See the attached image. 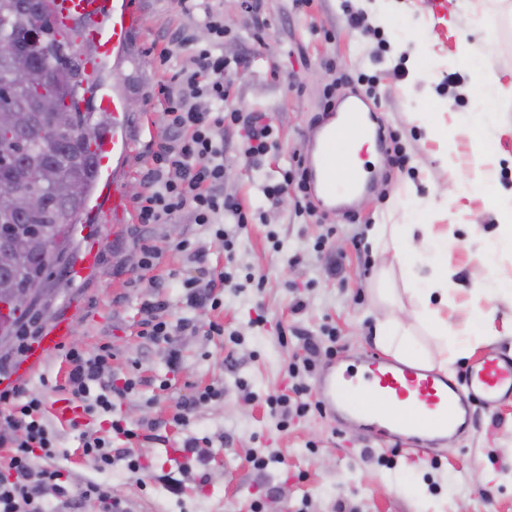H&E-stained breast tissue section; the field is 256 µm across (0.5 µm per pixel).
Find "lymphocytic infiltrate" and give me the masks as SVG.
Listing matches in <instances>:
<instances>
[{
    "label": "lymphocytic infiltrate",
    "instance_id": "obj_1",
    "mask_svg": "<svg viewBox=\"0 0 512 512\" xmlns=\"http://www.w3.org/2000/svg\"><path fill=\"white\" fill-rule=\"evenodd\" d=\"M182 9L195 23L204 27L209 39L199 43L179 35L180 45L190 47L188 64L172 73L164 98V113L170 139L153 158L154 165L145 175L149 191L139 203L138 218L143 224H166L188 212L195 223L213 227L216 237H226L225 218L245 225L248 213L241 202L224 192V129L239 125L245 130L244 153L257 160L272 146L273 127L257 113L245 114L228 109L232 82L224 58V14L211 0H180ZM70 365L61 390L73 411L70 425L82 428L86 419L102 412L110 415L109 432L83 436V453L98 468L126 461L131 470H139L141 459L131 449L113 450L112 438L119 435L131 442L137 434L127 429L123 418L114 416L117 401L135 387L133 381L117 386L106 383L110 367L109 352L89 353L76 348L66 353ZM312 361L290 364L297 377L291 394L270 402L283 418L304 416L311 408L307 397L309 384L301 382V371L311 370ZM0 446L8 456L0 465V512H48L47 494H54L72 512L83 501H96L100 512H119L121 501L110 487L90 483L66 487L60 470L49 467L57 454L59 437L43 418L40 395L16 386L0 391Z\"/></svg>",
    "mask_w": 512,
    "mask_h": 512
}]
</instances>
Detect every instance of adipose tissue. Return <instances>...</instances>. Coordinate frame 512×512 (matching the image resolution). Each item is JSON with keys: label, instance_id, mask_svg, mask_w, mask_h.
Wrapping results in <instances>:
<instances>
[{"label": "adipose tissue", "instance_id": "1", "mask_svg": "<svg viewBox=\"0 0 512 512\" xmlns=\"http://www.w3.org/2000/svg\"><path fill=\"white\" fill-rule=\"evenodd\" d=\"M368 239L381 262H398L406 291L415 303L412 322L385 318L377 320L375 339L395 360L420 363L432 369L447 371L452 362L446 342L455 339L457 351L467 352L476 348L490 336V313L485 308L473 306L464 330L465 341H458L460 332L452 329L440 315L439 308L448 302V240L434 237L427 224H375L368 232ZM421 257L435 259L431 277L419 275L416 261ZM427 325L438 342L433 350L418 348L413 337L414 324Z\"/></svg>", "mask_w": 512, "mask_h": 512}]
</instances>
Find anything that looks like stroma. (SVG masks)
Segmentation results:
<instances>
[{
	"label": "stroma",
	"instance_id": "1",
	"mask_svg": "<svg viewBox=\"0 0 512 512\" xmlns=\"http://www.w3.org/2000/svg\"><path fill=\"white\" fill-rule=\"evenodd\" d=\"M140 16L122 60L106 62L102 84L120 91L134 107L126 112L129 152L118 178L146 192L144 174L166 138L162 83L171 67L159 56L174 33L193 26L179 0H133ZM215 0L228 21L224 56L231 62L232 106L260 112L273 126V145L261 161L243 152L242 131H224L225 194L253 209L244 229L228 225L233 253L205 225L182 214L175 225L142 224L136 210L122 217L89 202L76 232L74 257L96 248L85 273L74 264L50 277L48 313L33 324L40 333L57 319L72 323L68 346L113 352V377H135L133 392L117 406L129 428L160 422V440L139 451L143 471L117 463L97 469L82 453V440L58 412L68 366L55 352L25 380L40 392L45 415L60 435L52 464L74 485L106 484L130 512H512V400L493 411L474 409V423L428 452L410 449L404 435L378 438L353 424L316 414L281 427L265 396L287 392L288 365L305 352L308 338L336 331L337 358L382 356L374 340L377 319H409L413 300L404 291L399 265L378 277V259L367 239L374 224H429L448 238V277L453 291L442 315L464 329L475 302L512 280V242L497 239L500 210L493 197L459 196L456 180L468 177L473 139L491 135L499 156L497 185L512 189V0ZM360 12L367 33L351 31L345 7ZM492 43L491 54L465 59L463 44ZM372 80L373 126L393 130L395 142L380 148L377 186L352 210L334 205L316 215L295 212L296 194L270 205L265 186L281 181L293 154L310 156L316 135L335 120L324 91L336 101L352 94L358 76ZM501 89L493 120L482 125L485 78ZM405 158L391 164L393 151ZM202 248L207 267L231 269L234 287L220 289L222 305L191 308L183 282L196 265L173 251L177 238ZM160 257L142 268L145 247ZM161 297L158 317L171 333L154 342L140 336L141 305ZM301 311H293L294 299ZM494 337L457 358L465 372L496 350L512 353V297L491 306ZM224 327L210 334V323ZM216 398L202 401L188 425L172 423L179 403L206 387ZM189 436L207 439L205 463L184 466L169 458ZM274 452L276 462L253 466V452ZM180 474L182 496L161 480Z\"/></svg>",
	"mask_w": 512,
	"mask_h": 512
}]
</instances>
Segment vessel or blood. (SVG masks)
Returning <instances> with one entry per match:
<instances>
[{
	"label": "vessel or blood",
	"instance_id": "obj_1",
	"mask_svg": "<svg viewBox=\"0 0 512 512\" xmlns=\"http://www.w3.org/2000/svg\"><path fill=\"white\" fill-rule=\"evenodd\" d=\"M49 8L59 27L80 25L81 44L91 46L83 56L85 83L92 87L97 110L112 115V134L95 147L100 177V198L113 215L126 212L127 198L115 171L128 148L123 100L98 86V73L108 57H121L139 18L130 0H51ZM361 103L350 102L340 123L323 130L318 158L310 168L311 189L333 200L359 196L366 183L352 155L353 144L379 138L364 120ZM72 333L69 321H58L32 344L15 372L27 377L51 353L58 351ZM316 392L325 411L346 420L369 423L374 435L402 431L414 445L451 434L472 424V402L492 409L512 398V355L494 353L472 366L459 380L421 366H408L383 358L366 362L362 375L340 364L327 365Z\"/></svg>",
	"mask_w": 512,
	"mask_h": 512
}]
</instances>
